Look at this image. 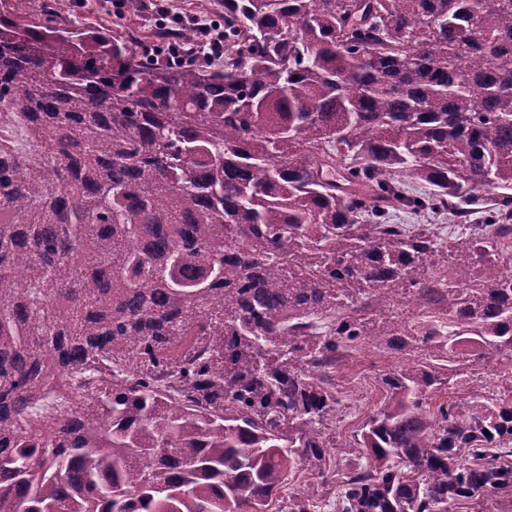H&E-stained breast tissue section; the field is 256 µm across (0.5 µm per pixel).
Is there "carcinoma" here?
Instances as JSON below:
<instances>
[{
  "mask_svg": "<svg viewBox=\"0 0 512 512\" xmlns=\"http://www.w3.org/2000/svg\"><path fill=\"white\" fill-rule=\"evenodd\" d=\"M14 4L0 125L40 155L0 137V512H269L365 346L404 362L339 512L512 496V0H224L204 64ZM75 399V393L70 387L64 384L56 386L55 392L49 395L44 402L45 406L40 412L39 419L49 421L61 414L67 413Z\"/></svg>",
  "mask_w": 512,
  "mask_h": 512,
  "instance_id": "obj_1",
  "label": "carcinoma"
}]
</instances>
